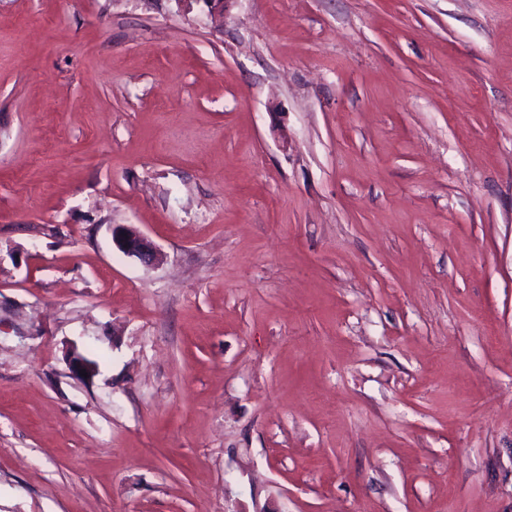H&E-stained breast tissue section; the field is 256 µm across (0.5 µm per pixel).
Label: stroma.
Returning <instances> with one entry per match:
<instances>
[{"label":"stroma","mask_w":512,"mask_h":512,"mask_svg":"<svg viewBox=\"0 0 512 512\" xmlns=\"http://www.w3.org/2000/svg\"><path fill=\"white\" fill-rule=\"evenodd\" d=\"M0 512H512V0H0ZM112 240L123 254L136 258L146 265H154L161 260V253L133 225H119L113 228Z\"/></svg>","instance_id":"35a3bbf8"}]
</instances>
